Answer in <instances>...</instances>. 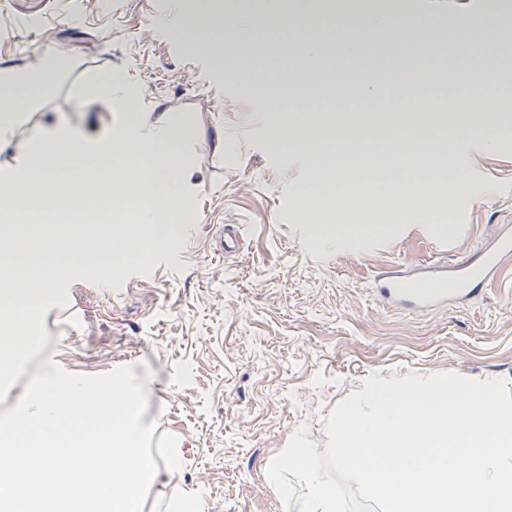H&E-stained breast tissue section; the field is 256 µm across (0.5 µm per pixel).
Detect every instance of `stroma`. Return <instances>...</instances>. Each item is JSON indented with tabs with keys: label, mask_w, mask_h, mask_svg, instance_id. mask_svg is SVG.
I'll return each instance as SVG.
<instances>
[{
	"label": "stroma",
	"mask_w": 512,
	"mask_h": 512,
	"mask_svg": "<svg viewBox=\"0 0 512 512\" xmlns=\"http://www.w3.org/2000/svg\"><path fill=\"white\" fill-rule=\"evenodd\" d=\"M174 2L0 0V74L56 65L54 93L17 141L60 119L98 136L112 111L82 91L89 76L119 71L139 81L149 119L171 113L192 127L193 223L163 239L148 270L115 285L68 282L63 309L44 321L43 350L80 375L131 367L144 386L158 477L143 512H177L197 497L206 512H299L269 482L272 459L304 422L325 449L331 411L370 377L456 372L512 389V269L477 298L426 312L382 304L372 288L396 267L475 253L512 225V135L493 150L479 138L453 145L466 168L460 191L420 187L413 204L379 214L388 234L339 251L302 230L307 161L277 148L273 129L299 106L383 118L415 98L436 105L488 86L512 98V81L419 79L363 99L326 89L331 60L300 96H249L221 60L173 36ZM408 2L450 28L479 24L491 6L512 11V0Z\"/></svg>",
	"instance_id": "obj_1"
}]
</instances>
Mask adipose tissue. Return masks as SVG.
I'll return each instance as SVG.
<instances>
[{
    "instance_id": "adipose-tissue-1",
    "label": "adipose tissue",
    "mask_w": 512,
    "mask_h": 512,
    "mask_svg": "<svg viewBox=\"0 0 512 512\" xmlns=\"http://www.w3.org/2000/svg\"><path fill=\"white\" fill-rule=\"evenodd\" d=\"M247 0H229L223 19L203 9L180 10L171 20L180 40L191 48L223 46L233 53L226 73L245 92H252L248 75L239 69L238 57L250 55L265 71L266 94L283 99L296 90L284 82L276 63L295 51L313 72L328 58L365 61L371 79L351 84L345 71L333 73L340 88H352L362 98L381 95L388 83L406 76L460 80L473 74L512 73V13L487 14L475 26L444 28L439 20L410 9L405 0H271L265 27L244 35L239 18ZM55 80L48 70L0 77V146L10 143L33 96L48 97Z\"/></svg>"
}]
</instances>
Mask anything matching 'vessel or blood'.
Here are the masks:
<instances>
[{
    "label": "vessel or blood",
    "mask_w": 512,
    "mask_h": 512,
    "mask_svg": "<svg viewBox=\"0 0 512 512\" xmlns=\"http://www.w3.org/2000/svg\"><path fill=\"white\" fill-rule=\"evenodd\" d=\"M509 261H512V228L506 226L472 256L452 264L417 274L403 270L388 272L387 284L380 288L379 297L422 310H432L451 302H467L499 277Z\"/></svg>",
    "instance_id": "b4317fda"
}]
</instances>
